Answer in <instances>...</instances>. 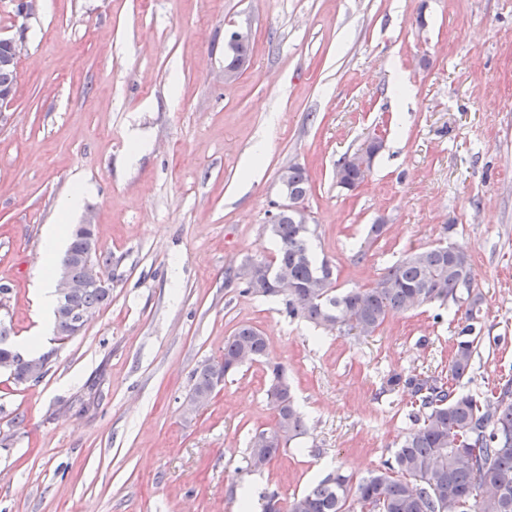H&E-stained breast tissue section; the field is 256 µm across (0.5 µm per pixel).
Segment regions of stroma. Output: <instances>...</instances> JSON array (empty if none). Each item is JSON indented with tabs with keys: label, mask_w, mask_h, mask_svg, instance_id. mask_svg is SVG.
Instances as JSON below:
<instances>
[{
	"label": "stroma",
	"mask_w": 512,
	"mask_h": 512,
	"mask_svg": "<svg viewBox=\"0 0 512 512\" xmlns=\"http://www.w3.org/2000/svg\"><path fill=\"white\" fill-rule=\"evenodd\" d=\"M27 26L0 124V324L50 362L31 386L0 370V512H239L245 484L286 503L393 456L411 398L386 381L447 376L464 312H394L364 337L244 293L228 272L275 254L292 164L338 287L371 286L413 248H466L483 304L465 388L512 376V0H39ZM231 30L252 52L228 85ZM376 133L368 179L337 187V162ZM75 176L89 191L73 221L94 225L112 299L61 343L38 329L33 282ZM243 324L307 421L251 472L250 441L276 420L264 364L183 414L194 371ZM279 180L286 200L282 210L301 211L306 218L307 215L306 211H303L302 198H299L296 195L299 194L307 196L309 192V179L304 168L297 164L290 165L288 166V169L280 172ZM288 187L296 194L291 193L288 190Z\"/></svg>",
	"instance_id": "stroma-1"
}]
</instances>
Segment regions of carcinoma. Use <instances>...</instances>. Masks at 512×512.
<instances>
[{"label":"carcinoma","instance_id":"cac0c4a2","mask_svg":"<svg viewBox=\"0 0 512 512\" xmlns=\"http://www.w3.org/2000/svg\"><path fill=\"white\" fill-rule=\"evenodd\" d=\"M250 43L224 47L225 65L237 66L249 57ZM288 187L309 192L301 166H288ZM278 247L275 258L257 260L252 281L244 292L275 296L274 284L288 277L285 298L288 314L330 331H355L370 336L392 311L443 306L452 300L466 305L465 325L459 331L448 377L459 383L469 376L480 340L477 323L483 296L475 289L468 253L450 245L407 252L368 288L337 291L333 269L310 250L309 225L295 212H281L270 224ZM94 230L78 224L58 268L76 284L71 304L56 303V339L72 338L75 323L69 306L99 310L112 298L110 288H81L84 259ZM267 339L250 325L238 327L224 342V355L206 361L195 372L190 394L208 392L215 377L240 360L265 356ZM49 356H25L9 341L0 325V367L14 383L36 384L46 373ZM391 391L409 393L415 401L409 414L412 426L394 458L358 481L337 470L328 473L306 493L288 503L286 512H512V379L483 393L458 391L438 376L387 379ZM267 396L280 406L273 427L254 436L247 466L255 471L268 465L293 440L305 434L306 424L288 384L285 368L271 367Z\"/></svg>","mask_w":512,"mask_h":512}]
</instances>
